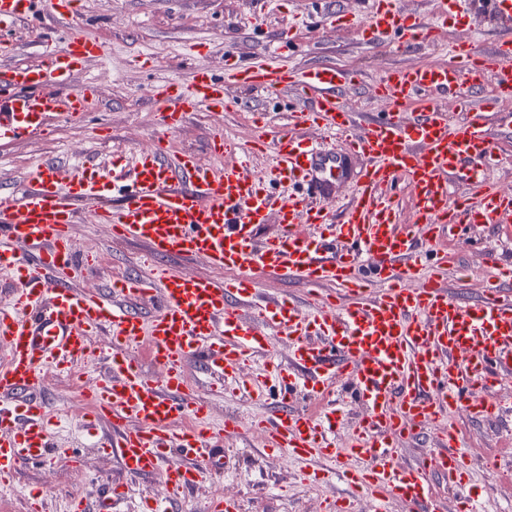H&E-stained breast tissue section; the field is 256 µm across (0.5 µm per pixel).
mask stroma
Wrapping results in <instances>:
<instances>
[{
  "label": "stroma",
  "instance_id": "35a3bbf8",
  "mask_svg": "<svg viewBox=\"0 0 512 512\" xmlns=\"http://www.w3.org/2000/svg\"><path fill=\"white\" fill-rule=\"evenodd\" d=\"M465 6L470 11L465 24L449 23L432 46L408 50L392 44L370 45L359 38L358 32L367 21L360 0H321L319 7L339 15L340 20L319 29L308 22L316 7L312 0H268L261 9L254 0H79V15L71 25L35 14L7 34L15 46L12 63L40 59L36 27L53 29L60 38L70 27H77L105 44L107 53L73 77L71 84L76 87L94 81L100 98L97 108L86 116L51 118L48 136L1 140L0 189L22 192L31 168L42 162L73 165L91 156L108 165L113 157L148 149L159 138L167 139L171 151L192 152L203 166L223 169V157L208 148L212 130L222 128L230 139L245 144L257 135L255 119L264 113L269 120L268 132H275L288 120L276 95L229 87L221 114L190 116L180 132L171 134L142 90L165 81L189 85L201 66L220 74L232 59L267 61L272 55V38L278 33L291 34L295 39L286 58L288 65L301 71L333 64L359 72L364 82L345 93L346 105L362 112L379 111L380 104L370 90L388 71L429 57L446 62L449 42L465 36L479 49H489L494 38L492 24L480 15L478 0H465ZM194 43L203 44V53L186 55V47ZM144 56L149 57L150 68L141 67ZM72 236L78 251L96 259L94 272L82 282L84 289L102 292L114 274L148 271L143 246L114 238L106 225L91 228L82 222L74 225ZM448 251L457 257L458 265L479 271L477 277L463 279L458 266L449 267L446 283L450 294L475 301L482 295V278L493 273L489 257L512 261V233L481 226L476 228L474 239L449 242ZM188 374L198 396L209 404L213 423H222L228 416L248 422L278 408L272 400L257 401L231 391L212 392L198 367H189ZM74 391V384L65 375L55 377L43 389L41 399L47 411L58 417L60 451L17 475L12 489L0 493V512H27L30 497L37 490L43 493L44 512H69L72 501L93 502L105 485L113 483L129 486L117 512H140L145 494L169 500L170 512H207L210 502L219 497L237 499L239 512H320L325 498L350 492L347 484L334 479L303 483L300 462L289 459L286 452L266 450L261 435L255 432L226 435L228 461L224 468L204 474L188 496L171 495L159 479L126 476L112 456L81 426L72 423L68 410ZM452 422L476 466L462 490L449 488L440 476H433L442 512H456L465 494L474 499L478 512H512V419L475 421L461 411ZM67 449L79 452V466H72L64 457ZM488 458L501 461L499 472L485 468Z\"/></svg>",
  "mask_w": 512,
  "mask_h": 512
}]
</instances>
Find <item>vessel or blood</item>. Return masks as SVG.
<instances>
[{"mask_svg":"<svg viewBox=\"0 0 512 512\" xmlns=\"http://www.w3.org/2000/svg\"><path fill=\"white\" fill-rule=\"evenodd\" d=\"M480 7L497 26L491 51L464 39L449 47L451 63L390 70L374 87L387 104L382 112L363 116L344 104L357 72L289 68L285 37L279 61L235 62L220 78L201 68L190 86L152 87L150 99L172 133L191 113L223 109L228 86L287 94V126L255 140L272 159L264 180L255 178L245 148L217 133L210 148L228 157L218 172L159 139L108 167L41 163L20 197L0 191V271L16 283L0 304V483L55 446L38 399L47 374L94 366L84 426L111 424L101 446L129 477H156L185 493L206 469L222 468L223 436L242 428L228 416L223 433L212 431L188 365L202 367L220 392L262 357L266 364L246 389L263 398L278 386L285 407L250 423L266 447L324 460L371 512H386L392 500L408 512H438L431 474L456 487L471 475L452 416L461 409L476 419L501 416L502 386L512 382V295L502 287L512 270L486 279L473 302L449 296L442 282L448 240L471 225L512 227V195L486 175L498 134L512 133V113L495 107L512 98V0H481ZM368 8L364 40L410 47L432 43L461 3L434 0L429 21L400 0H368ZM41 9L64 21L77 12L74 0H0V32ZM36 37L45 50L26 65L7 64L15 47L0 39V140L44 134L49 118L82 115L98 97L93 83H69L103 57V43L79 31L61 46L49 31ZM487 85L490 101L477 96ZM444 98L455 101L458 116L441 107ZM313 130L331 146L314 142ZM353 156L363 167L339 218L327 198ZM402 183L415 194L408 224L400 220ZM453 184L460 195L450 194ZM85 209L119 239L145 246L149 275L116 276L106 293L80 289L93 262L76 250L71 230ZM273 218L280 232L259 238L258 225ZM299 224L311 234L297 233ZM171 256L204 260L210 272L173 271L163 263ZM257 271L305 284L306 306L285 297L254 303ZM326 286L333 294L323 295ZM138 300L152 303L149 316L132 309ZM103 331L111 341L101 352L91 338ZM283 337L290 348L284 365L268 358ZM140 343L159 375L132 361L129 351ZM339 391L364 409L343 448L333 438L344 417ZM298 397L307 409L291 410ZM428 432L437 434L438 451L400 464L401 443ZM174 451L183 464L166 466Z\"/></svg>","mask_w":512,"mask_h":512,"instance_id":"1","label":"vessel or blood"}]
</instances>
